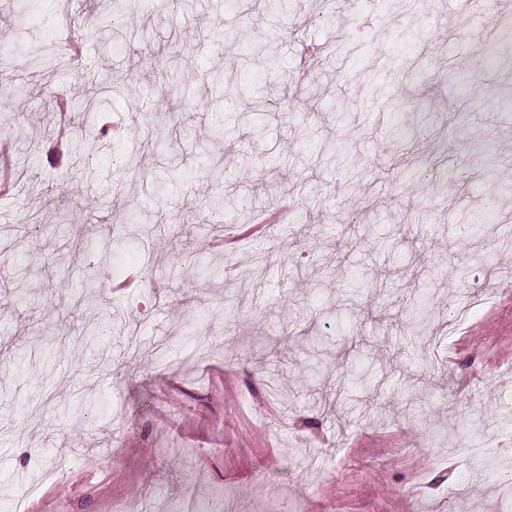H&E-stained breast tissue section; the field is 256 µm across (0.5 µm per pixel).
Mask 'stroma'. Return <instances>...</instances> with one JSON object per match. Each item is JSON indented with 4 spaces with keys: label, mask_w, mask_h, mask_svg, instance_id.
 I'll return each mask as SVG.
<instances>
[{
    "label": "stroma",
    "mask_w": 512,
    "mask_h": 512,
    "mask_svg": "<svg viewBox=\"0 0 512 512\" xmlns=\"http://www.w3.org/2000/svg\"><path fill=\"white\" fill-rule=\"evenodd\" d=\"M288 3L276 14L267 0L171 11L146 0L124 21L179 42L172 78L140 63L155 42L117 55L90 38L82 69L59 70L47 89L22 78V64L63 58L69 23L110 12L112 0H38L24 13L0 0V45L19 78L0 88V140L22 130L42 143L37 155L13 154V187L0 193V235L15 243L0 252V512L20 498L28 512L124 502L169 512L181 498L221 496L234 512H512L501 496L512 467L486 477L476 464L512 447V287L502 283L512 256L490 236L512 229V187L484 176L496 155H512V106L497 67L482 63L512 18L496 8L479 26L455 0L408 16L393 0L368 12L332 0L329 22L308 0ZM245 8L242 42L265 37L268 48L218 99L207 76L225 56L199 34L235 31ZM107 57L111 70L133 72L130 83L106 85ZM87 70L109 101L84 118L99 176L65 224L57 185L67 162L50 159L45 112ZM476 85L479 110L498 121L491 141L449 109ZM385 92L403 111L386 109ZM253 95L269 112H252ZM219 120L230 138L216 136ZM297 125L309 141L296 142ZM321 145L370 178L346 189L344 172L317 159ZM288 152L301 164L271 173ZM432 159L454 179L424 176ZM216 165L238 201L221 224L197 196ZM287 184L304 189L288 223L238 237L239 222ZM113 188L123 197L113 225L86 223ZM36 197L48 224L26 221ZM209 235L236 238V253L203 250ZM259 249L263 279L238 281ZM19 261L22 293L9 279ZM90 261L114 317L78 348L72 271ZM130 267L139 283L112 293ZM412 308L427 318L408 349L395 329ZM339 375L351 381L342 398L329 388Z\"/></svg>",
    "instance_id": "stroma-1"
}]
</instances>
